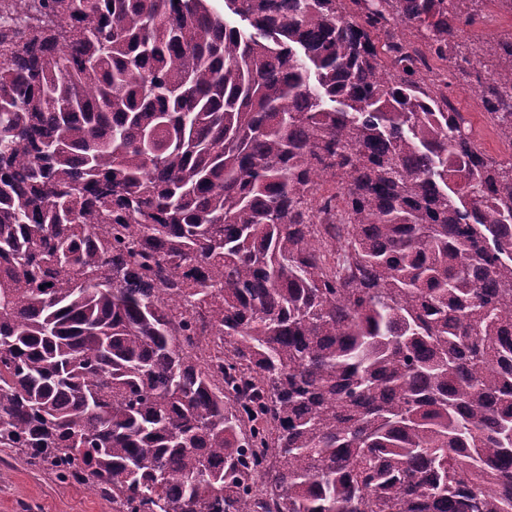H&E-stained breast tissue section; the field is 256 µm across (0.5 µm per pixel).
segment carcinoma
Wrapping results in <instances>:
<instances>
[{"label":"carcinoma","instance_id":"1","mask_svg":"<svg viewBox=\"0 0 512 512\" xmlns=\"http://www.w3.org/2000/svg\"><path fill=\"white\" fill-rule=\"evenodd\" d=\"M480 2L0 0V448L126 512H512V156L423 76L489 57L512 144Z\"/></svg>","mask_w":512,"mask_h":512}]
</instances>
